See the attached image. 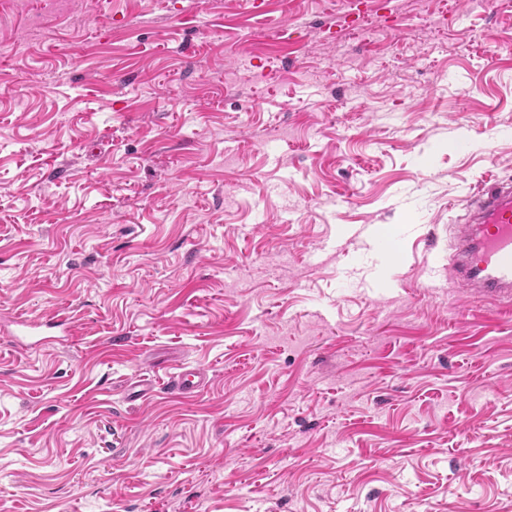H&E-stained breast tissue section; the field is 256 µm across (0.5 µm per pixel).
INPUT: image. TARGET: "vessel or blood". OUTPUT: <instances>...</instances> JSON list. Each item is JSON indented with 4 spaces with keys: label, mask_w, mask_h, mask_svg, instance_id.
<instances>
[{
    "label": "vessel or blood",
    "mask_w": 512,
    "mask_h": 512,
    "mask_svg": "<svg viewBox=\"0 0 512 512\" xmlns=\"http://www.w3.org/2000/svg\"><path fill=\"white\" fill-rule=\"evenodd\" d=\"M465 210L464 223L448 227V278L466 300L511 309L512 180L481 187L467 199ZM205 385V373L196 368L179 369L166 383L171 393L183 397L198 395Z\"/></svg>",
    "instance_id": "obj_1"
}]
</instances>
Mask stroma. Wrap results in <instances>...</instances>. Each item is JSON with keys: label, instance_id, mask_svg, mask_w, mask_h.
Returning <instances> with one entry per match:
<instances>
[{"label": "stroma", "instance_id": "obj_1", "mask_svg": "<svg viewBox=\"0 0 512 512\" xmlns=\"http://www.w3.org/2000/svg\"><path fill=\"white\" fill-rule=\"evenodd\" d=\"M260 3L0 0V512H512V0ZM464 224H449L448 279L467 301L512 308V180H496L465 204ZM15 324L27 330L24 333V335L26 336H43L38 340V342L40 343H49L51 341H56V328L62 327L65 331L68 329L66 323L60 321L57 322L56 319H48L44 322H30L28 320H17ZM166 386L171 393L193 397L206 386V374L197 368H181L168 378Z\"/></svg>", "mask_w": 512, "mask_h": 512}]
</instances>
